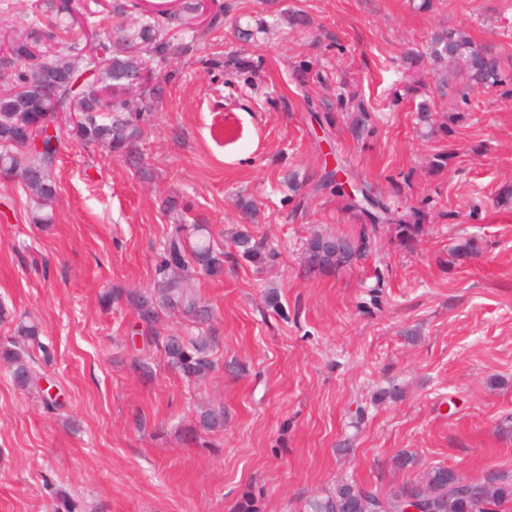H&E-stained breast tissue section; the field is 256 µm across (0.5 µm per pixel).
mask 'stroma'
I'll list each match as a JSON object with an SVG mask.
<instances>
[{"label": "stroma", "instance_id": "35a3bbf8", "mask_svg": "<svg viewBox=\"0 0 512 512\" xmlns=\"http://www.w3.org/2000/svg\"><path fill=\"white\" fill-rule=\"evenodd\" d=\"M228 2L224 29L170 64L141 141L149 177L63 143L50 224L31 223L30 198L0 180V303L39 320L57 399L45 409L0 365V512H62L67 499L77 512H238L248 494L258 512H308L343 481L385 496L435 466L466 479L512 472V209L496 203L512 185V85L475 87L459 69L440 90L417 72L448 125L425 137L399 71L431 31L460 26L512 71V0ZM293 8L310 29L289 28ZM261 17L272 28L259 42L234 38L233 22ZM230 52L256 64L253 89L231 92L206 66ZM304 59L349 81L372 134L355 137L330 84L295 85ZM446 152L447 168H434ZM332 153L356 182L384 196L402 185L424 205L414 246L381 224L352 267L303 266L312 234L362 229L317 186ZM240 194L256 200L255 219L237 208ZM169 195L192 201L218 243L247 223L278 251L262 268L229 258L223 275L191 279L213 309L215 363L193 385L130 336L127 303L100 302L154 288L175 220L159 208ZM469 237L479 255L455 261ZM218 408L223 427L204 445L186 441L185 428ZM401 452L413 457L403 470L392 464Z\"/></svg>", "mask_w": 512, "mask_h": 512}]
</instances>
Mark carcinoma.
I'll list each match as a JSON object with an SVG mask.
<instances>
[{
	"mask_svg": "<svg viewBox=\"0 0 512 512\" xmlns=\"http://www.w3.org/2000/svg\"><path fill=\"white\" fill-rule=\"evenodd\" d=\"M40 13L32 14L15 30L12 39L0 53V179L14 181L28 174L22 191L35 204L32 220L36 224L52 222L58 198L53 177L64 137L83 145L100 146L137 167L142 160L140 143L144 126L151 123V103L160 100L169 75L162 73L170 59L193 50V42L224 28L226 5L213 8L210 22L202 30L192 31L191 41L182 35L188 20L197 10V0H185L180 9L149 12L139 0H111L109 14L115 27L99 36L98 53L109 65L92 75L94 58L85 54L78 28L96 27L90 17L75 19L73 0H42ZM404 69L428 68L436 79L448 83V72L461 66L478 86L495 88L512 80L505 74L499 58L491 49L477 43L464 28H446L433 32L421 49L410 50L403 57ZM214 69L249 86L256 69L249 60L233 53L205 60ZM145 75L139 92L128 89L130 80ZM345 207L359 212L370 223L371 232L380 224L394 226L397 237L408 245L421 231L425 213L422 208L400 204L401 190L389 200L363 185L352 196L336 190ZM160 209L180 215L164 240L156 266L157 285L148 293L126 295L112 291L101 296L110 306L126 301L135 311L136 326L151 332L149 340L161 344L167 364L187 381L199 380L214 368L210 358L212 336L156 331L161 313L175 311L192 323H203L210 310L189 287L195 273L217 276L224 271V258L262 265L273 260L277 251L263 237L242 226L232 238L234 253L215 243L208 225L199 218L187 220L189 206L174 197L160 202ZM332 235L315 234L309 238L303 253L311 271L335 273L346 263L326 247ZM51 352L41 340L38 321L25 315L17 319L13 337L0 347V362L10 369L22 388L39 387L40 376L35 367L38 359L49 360ZM224 425V412L207 410L191 430L196 438L200 431H211ZM461 479L449 467L430 469L418 483H405L388 496H380L362 486L342 483L322 500L311 504L312 512H363L362 498L391 503L412 493H424L438 501L450 483ZM512 502V475L495 471L457 496L452 512H484L488 508Z\"/></svg>",
	"mask_w": 512,
	"mask_h": 512,
	"instance_id": "1",
	"label": "carcinoma"
}]
</instances>
